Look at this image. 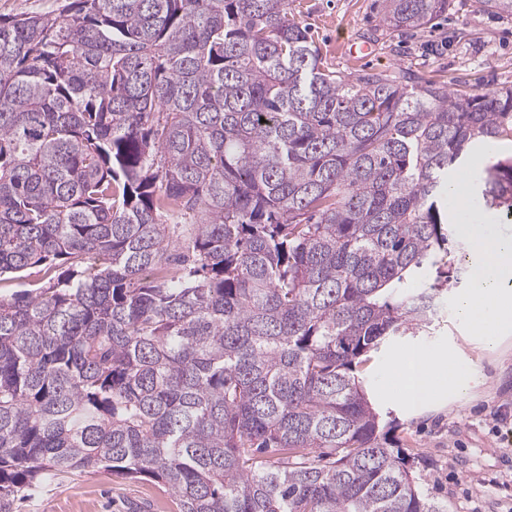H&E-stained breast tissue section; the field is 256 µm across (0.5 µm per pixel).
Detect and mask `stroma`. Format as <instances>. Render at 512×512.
Wrapping results in <instances>:
<instances>
[{"instance_id": "35a3bbf8", "label": "stroma", "mask_w": 512, "mask_h": 512, "mask_svg": "<svg viewBox=\"0 0 512 512\" xmlns=\"http://www.w3.org/2000/svg\"><path fill=\"white\" fill-rule=\"evenodd\" d=\"M295 17L310 28L325 65L354 76L407 72L436 82L483 90L512 86V15L480 11L476 0H453L448 14L427 28L392 34L381 21V0H292ZM367 41L371 57L350 53ZM461 269L450 283L428 332L395 337L373 354L363 376L367 394L390 425L388 443L412 465L419 489L448 512H512V337L485 347L457 311L476 263L471 240L452 231L449 243ZM442 351L457 360L469 382L464 394L439 390L436 404L410 408L397 398L390 372L399 351ZM161 484L110 472H75L42 485L16 502V512H166Z\"/></svg>"}]
</instances>
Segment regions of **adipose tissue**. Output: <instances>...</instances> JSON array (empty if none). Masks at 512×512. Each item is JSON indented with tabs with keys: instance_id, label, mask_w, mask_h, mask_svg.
Wrapping results in <instances>:
<instances>
[{
	"instance_id": "1",
	"label": "adipose tissue",
	"mask_w": 512,
	"mask_h": 512,
	"mask_svg": "<svg viewBox=\"0 0 512 512\" xmlns=\"http://www.w3.org/2000/svg\"><path fill=\"white\" fill-rule=\"evenodd\" d=\"M460 231L474 239L484 255L483 265L471 273L470 291L460 299L463 315L480 333L489 326L512 331V292L501 288L512 280V242L484 235L477 224L462 225ZM396 366L403 398L419 404L427 403L438 381L450 373L447 355L437 352H401Z\"/></svg>"
}]
</instances>
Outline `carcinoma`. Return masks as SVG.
I'll list each match as a JSON object with an SVG mask.
<instances>
[{"label":"carcinoma","instance_id":"1","mask_svg":"<svg viewBox=\"0 0 512 512\" xmlns=\"http://www.w3.org/2000/svg\"><path fill=\"white\" fill-rule=\"evenodd\" d=\"M501 140L512 87L345 76L290 0L0 17V283L48 279L0 296V512L99 469L177 512H446L358 372L430 327L457 279L448 171ZM475 205L512 214V157Z\"/></svg>","mask_w":512,"mask_h":512}]
</instances>
